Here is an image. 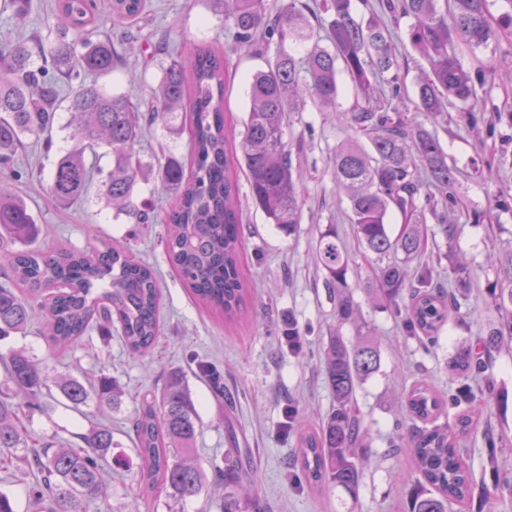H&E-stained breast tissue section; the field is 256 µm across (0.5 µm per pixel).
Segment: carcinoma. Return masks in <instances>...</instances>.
Returning <instances> with one entry per match:
<instances>
[{"mask_svg":"<svg viewBox=\"0 0 512 512\" xmlns=\"http://www.w3.org/2000/svg\"><path fill=\"white\" fill-rule=\"evenodd\" d=\"M209 2L231 37L225 52L265 57V66L249 79L247 116L239 133L224 124L226 57L211 50L196 49L169 64L146 112L126 94L87 83L90 76L116 69L119 60L112 39L101 37L93 24L94 0H59L62 21L50 51L39 32L0 48V271L5 279L0 284V338L38 319L51 342L67 349L78 345L93 324L107 328L116 322L127 349L141 355L160 333L156 270L136 260L128 246L110 242L92 251L32 247L37 223L27 202L10 190L4 170L26 137H43L47 152L53 147L58 87L46 79L52 68L71 90V146L53 161L51 197L67 205L88 194L94 175L89 156L99 148L112 156L100 192L116 213L139 214L146 208L135 197V187L150 176L174 191L178 201L164 234L167 260L201 302L229 319L244 311L249 296L240 275L244 213L229 143L236 142V162L253 206L267 223L295 233L305 205L299 159L309 126L297 135L292 129L310 108L336 111L338 76H346L354 90L347 124L355 136L334 150L336 190L348 201V223L369 255L381 293L391 301L404 300L409 332L436 344L449 312L461 308L462 293L433 287L428 265L410 275L408 263L425 250V213L436 218L446 238L454 236L450 216L458 205L457 168L448 163L436 132L394 104L403 86L393 47L395 27L399 19H409L410 47L427 63L415 81L414 111L435 125L449 105L472 112L493 72L487 64L473 72L464 68L459 52L496 42L512 28V11L495 18L489 0H385L377 8L366 4L369 17L363 19L353 12L352 0H285L277 8L268 0ZM143 10L144 0H112V17L118 21L137 18ZM273 43L276 49L269 57ZM37 56L43 65H34ZM179 113L189 114L193 169L188 179L174 154L144 164L135 153L144 127L160 123L171 130ZM395 213L402 219L396 232L390 227ZM446 258L457 287H466L468 268L449 253ZM314 259L324 286L336 294L337 325H351L356 341L347 342L336 331L328 336L324 370L332 404L318 429L299 436L291 466L308 483L340 488L353 497L368 456L357 390L377 371L379 354L354 299L349 257L334 222L320 230ZM488 261L495 273L488 293L499 320L457 351L450 362L456 375L479 373L491 353L512 347V247ZM0 364L20 396L16 400L0 393V455L16 459L34 476L29 490L33 506L87 512L103 494L99 460L120 447L112 426L99 423L77 434L81 445L76 448L54 436L41 438L34 448L21 415L43 410L51 383L75 409L91 400L116 408L121 387L107 375L93 387L71 376L51 379L24 350L1 354ZM469 402L463 393L444 400L425 383L407 393L410 417L431 424L408 445L419 474L409 512H448L451 504H464L470 473L457 443L473 422L462 408ZM446 408L458 410L452 428L436 423ZM197 421L195 403L177 374L166 379L158 397L142 405L128 437L146 490L161 483L175 500L204 490L206 475L192 460ZM215 477L224 483V512H248V500L237 493L238 466L217 469Z\"/></svg>","mask_w":512,"mask_h":512,"instance_id":"obj_1","label":"carcinoma"}]
</instances>
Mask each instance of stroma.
Listing matches in <instances>:
<instances>
[{
  "label": "stroma",
  "instance_id": "1",
  "mask_svg": "<svg viewBox=\"0 0 512 512\" xmlns=\"http://www.w3.org/2000/svg\"><path fill=\"white\" fill-rule=\"evenodd\" d=\"M140 19L117 21L112 0H95L102 35L120 42L137 37L139 49L125 55L122 67L94 78L96 86L148 98L164 66L196 46L222 49L229 36L212 16L207 0H145ZM58 0H32L27 22L0 14V45L56 24ZM493 60L497 75L473 114L449 109L438 126L440 142L458 169L456 233L446 239L435 220H428L427 250L454 251L471 277L459 312L453 313L433 347H423L404 328L401 302L380 296L370 263L363 255L345 212L346 198L337 196L331 171L336 145L349 129L336 112H306L312 126L301 157L306 174L303 220L287 235L266 223L263 214L244 203L241 275L251 291L246 310L228 320L222 312L200 305L166 260L160 239L176 195L154 180L139 183L138 197L148 199L154 221L139 222L115 215L98 186L68 205L52 201L48 177L53 154H44L26 139L8 179L26 200L39 224L37 248H97L110 240L126 242L143 262L152 265L162 291L161 334L146 356L131 354L119 334L91 331L82 346L66 352L50 345L37 327L0 341V353L26 350L41 362L49 377L71 375L92 383L101 375L117 379L123 389L119 408L89 404L72 409L62 394L49 399L44 411L26 418L32 437L57 435L69 440L87 432L91 423L107 422L121 444L124 465L103 466V496L89 512H224V493L207 487L199 496L171 501L165 488L145 493L139 460L126 433L146 399L159 393L164 380L183 377L196 403L199 422L194 460L213 474L228 459L239 462L242 485L252 492L249 512H408V495L417 477L411 455L392 448L397 435L413 425L402 411L403 394L425 381L440 394L465 392L471 397L474 422L458 448L471 475L465 512H512V492L502 489L512 478V350L493 353L480 376H455L451 357L475 333L487 331L497 313L487 285L494 271L487 263L512 238V30L501 33L486 49L463 52L471 69ZM263 65L257 56L232 55L235 76L225 90L226 118L240 125L247 109L245 79ZM136 150L143 162L155 155H189V135L170 134L162 126L146 130ZM335 220L350 259V281L380 353V367L358 389L357 399L368 432L369 458L356 497L336 489L310 487L287 470L300 429L318 426L331 405L323 369L324 346L332 327L354 340L352 326H337L335 302L322 285L313 250L320 228ZM302 332L298 348L283 338L287 323Z\"/></svg>",
  "mask_w": 512,
  "mask_h": 512
}]
</instances>
